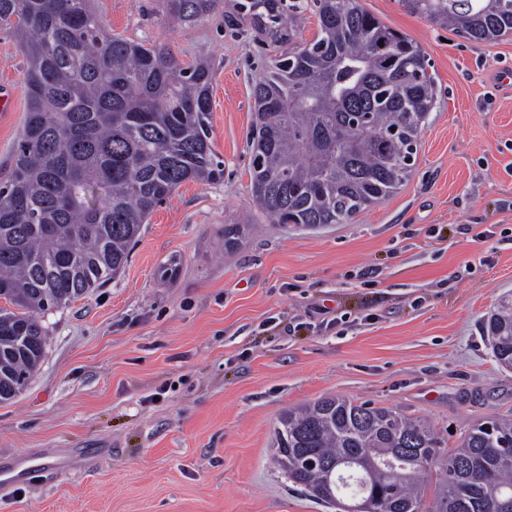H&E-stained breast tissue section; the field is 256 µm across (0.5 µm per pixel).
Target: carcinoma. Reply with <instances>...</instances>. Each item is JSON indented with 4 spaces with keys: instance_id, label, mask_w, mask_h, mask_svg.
Masks as SVG:
<instances>
[{
    "instance_id": "obj_1",
    "label": "carcinoma",
    "mask_w": 512,
    "mask_h": 512,
    "mask_svg": "<svg viewBox=\"0 0 512 512\" xmlns=\"http://www.w3.org/2000/svg\"><path fill=\"white\" fill-rule=\"evenodd\" d=\"M89 0H0L26 57L28 110L0 183V402L38 372L44 314L116 278L150 213L186 181L222 174L209 134L212 68L168 46L106 33ZM217 0H163L190 24ZM469 40L512 34V0H403ZM318 29L253 87L250 180L271 223L349 224L404 185L434 106L422 48L361 0H315ZM512 370V295L484 319ZM272 457L309 496L362 512H512V416L473 426L441 453L424 420L324 397L286 410ZM352 464L361 484L343 501ZM439 470L433 497L422 475Z\"/></svg>"
}]
</instances>
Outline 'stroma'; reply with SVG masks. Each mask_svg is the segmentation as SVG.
Returning <instances> with one entry per match:
<instances>
[{
  "mask_svg": "<svg viewBox=\"0 0 512 512\" xmlns=\"http://www.w3.org/2000/svg\"><path fill=\"white\" fill-rule=\"evenodd\" d=\"M245 2L183 26L163 0H90L106 32L211 63L224 172L183 183L115 280L45 315L39 371L0 403V462L43 465L0 493V512H335L273 462L284 410L369 402L426 420L446 450L512 415V370L481 330L512 293V85L498 80L512 35L470 41L402 0H362L422 47L436 103L398 193L351 223L296 230L253 210L252 89L317 19L312 0H277L275 25ZM26 67L0 31V181L22 137ZM228 224L249 227L231 248Z\"/></svg>",
  "mask_w": 512,
  "mask_h": 512,
  "instance_id": "35a3bbf8",
  "label": "stroma"
}]
</instances>
